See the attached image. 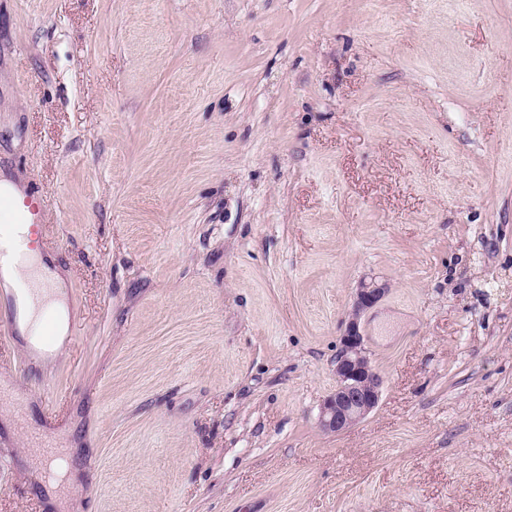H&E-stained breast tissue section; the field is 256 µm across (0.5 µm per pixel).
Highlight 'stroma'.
Returning a JSON list of instances; mask_svg holds the SVG:
<instances>
[{
	"label": "stroma",
	"mask_w": 512,
	"mask_h": 512,
	"mask_svg": "<svg viewBox=\"0 0 512 512\" xmlns=\"http://www.w3.org/2000/svg\"><path fill=\"white\" fill-rule=\"evenodd\" d=\"M1 174L73 338L0 357V512H512V0H0ZM388 292L385 284L361 281L355 290L349 319L340 337L336 357V385L323 401L319 426L324 432H341L364 420L378 405L382 378L367 355L361 318Z\"/></svg>",
	"instance_id": "obj_1"
}]
</instances>
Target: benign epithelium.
Segmentation results:
<instances>
[{
	"mask_svg": "<svg viewBox=\"0 0 512 512\" xmlns=\"http://www.w3.org/2000/svg\"><path fill=\"white\" fill-rule=\"evenodd\" d=\"M388 292L384 284L362 281L355 290L349 319L340 337L336 357V385L323 401L319 426L325 432H341L364 420L378 405L382 378L367 355L361 318Z\"/></svg>",
	"mask_w": 512,
	"mask_h": 512,
	"instance_id": "7a95c632",
	"label": "benign epithelium"
}]
</instances>
